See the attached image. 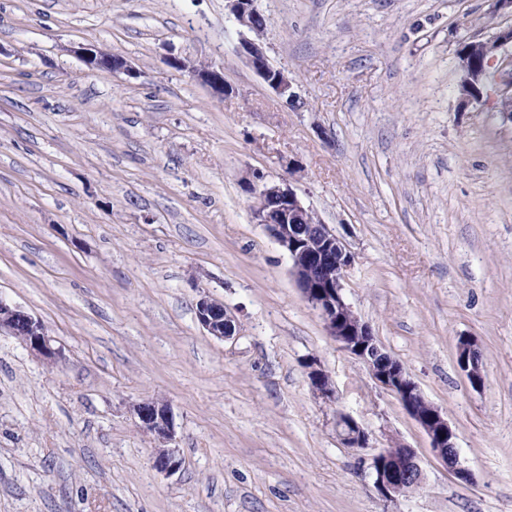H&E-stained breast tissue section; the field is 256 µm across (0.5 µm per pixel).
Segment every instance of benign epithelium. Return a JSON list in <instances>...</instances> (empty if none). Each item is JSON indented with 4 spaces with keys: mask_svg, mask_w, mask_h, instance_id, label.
<instances>
[{
    "mask_svg": "<svg viewBox=\"0 0 512 512\" xmlns=\"http://www.w3.org/2000/svg\"><path fill=\"white\" fill-rule=\"evenodd\" d=\"M228 2L241 30V56L288 105L301 107V96L288 72L269 64L263 44L266 20L257 9L255 0ZM508 48H512V25L499 29L490 38H471L470 46L461 54L458 63L459 87L488 80V73L479 69L472 53L489 59V65L496 67L498 78L493 107L512 120V55L506 52ZM77 53L84 64L94 71L109 75L133 74L132 67L123 57L93 45H82ZM168 64L187 72L220 98L229 93L222 67H200L189 59L176 57L169 59ZM244 184L257 199L253 209L256 223L265 225L279 246L287 252L298 288L318 311L327 334L342 350L355 356L368 368L377 385L398 399L406 413L423 429L434 455L459 480L472 481L471 471L460 464L457 433L445 413L425 397L403 363L380 346L371 327L360 319L347 302L346 277L356 259L349 243L328 225L312 220L313 210L302 202L289 185L267 182L256 171L245 176ZM268 200L277 203L275 211L264 210ZM196 317L202 328L218 339H230L237 335L235 318L223 303L215 299L201 297L196 303ZM3 329L49 363L63 358L62 349L55 346L53 338L48 336L39 320L0 298V331ZM479 356L480 351L473 339H459L456 364L475 390L482 389L485 384ZM306 368L314 391L325 400H334L332 383L317 359H308ZM133 410L140 428L161 444L152 455L154 467L166 474L178 472L182 467L179 450L166 446L175 433L168 405L156 400H143L135 404ZM336 435L346 448L370 447L369 431L341 412L336 414ZM391 443V447L379 449L369 465L373 489L380 497L390 501L400 496L403 490L415 491L423 485V470L417 451L397 438L391 439Z\"/></svg>",
    "mask_w": 512,
    "mask_h": 512,
    "instance_id": "7a95c632",
    "label": "benign epithelium"
}]
</instances>
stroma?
Wrapping results in <instances>:
<instances>
[{"label":"stroma","instance_id":"35a3bbf8","mask_svg":"<svg viewBox=\"0 0 512 512\" xmlns=\"http://www.w3.org/2000/svg\"><path fill=\"white\" fill-rule=\"evenodd\" d=\"M256 6L303 108L240 57L226 0H0V297L64 352L0 333V512H512V120L461 103L457 60L512 18L492 0ZM81 44L136 76L88 69ZM173 56L223 67L228 95ZM250 171L345 236L348 302L447 415L472 483L328 336L253 219ZM204 295L237 336L200 326ZM144 399L171 408L175 474L152 465ZM340 411L369 447H343ZM394 437L425 484L386 501L364 461ZM477 357L481 358V354L475 341L469 337L460 338L457 344L456 364L474 390L482 389L485 384L482 363ZM308 377L314 391L325 400H335V391L329 376L322 369L317 359L309 358L306 362Z\"/></svg>","mask_w":512,"mask_h":512}]
</instances>
